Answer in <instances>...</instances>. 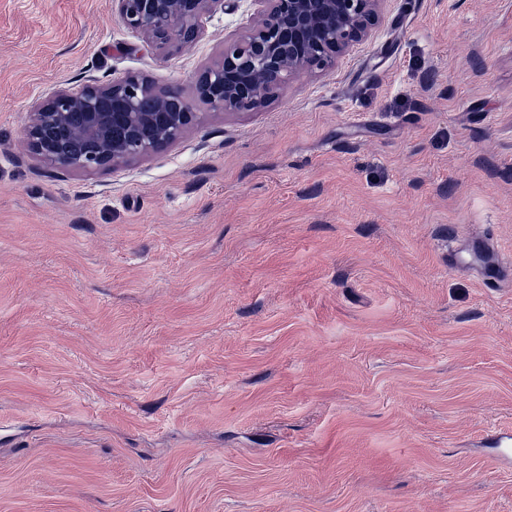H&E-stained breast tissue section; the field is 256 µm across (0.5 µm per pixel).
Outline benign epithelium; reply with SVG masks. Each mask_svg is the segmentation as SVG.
<instances>
[{"mask_svg": "<svg viewBox=\"0 0 512 512\" xmlns=\"http://www.w3.org/2000/svg\"><path fill=\"white\" fill-rule=\"evenodd\" d=\"M113 2L122 24L158 49L194 45L202 17L224 7V0ZM253 2L254 16L224 42L221 59L198 72L191 92L158 89L138 74L90 79L76 92L56 88L29 107L26 150L64 169L115 168L181 139L196 120L197 100L225 113L257 111L298 75L330 71L366 41L381 0Z\"/></svg>", "mask_w": 512, "mask_h": 512, "instance_id": "1", "label": "benign epithelium"}]
</instances>
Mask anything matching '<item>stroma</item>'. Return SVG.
Segmentation results:
<instances>
[{
	"label": "stroma",
	"mask_w": 512,
	"mask_h": 512,
	"mask_svg": "<svg viewBox=\"0 0 512 512\" xmlns=\"http://www.w3.org/2000/svg\"><path fill=\"white\" fill-rule=\"evenodd\" d=\"M253 11L182 52L0 0V512H512V0H382L127 165L24 151L35 99L191 88Z\"/></svg>",
	"instance_id": "obj_1"
}]
</instances>
